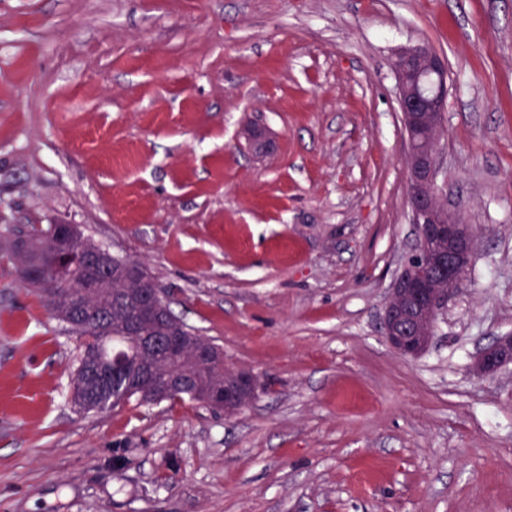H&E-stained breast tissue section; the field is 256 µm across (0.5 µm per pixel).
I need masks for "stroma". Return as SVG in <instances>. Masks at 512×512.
Returning <instances> with one entry per match:
<instances>
[{
    "instance_id": "35a3bbf8",
    "label": "stroma",
    "mask_w": 512,
    "mask_h": 512,
    "mask_svg": "<svg viewBox=\"0 0 512 512\" xmlns=\"http://www.w3.org/2000/svg\"><path fill=\"white\" fill-rule=\"evenodd\" d=\"M424 44L476 241L408 358L391 63ZM57 223L145 265L257 399L76 413L80 342L7 248ZM510 332L512 0H0V512H512V365L474 370Z\"/></svg>"
}]
</instances>
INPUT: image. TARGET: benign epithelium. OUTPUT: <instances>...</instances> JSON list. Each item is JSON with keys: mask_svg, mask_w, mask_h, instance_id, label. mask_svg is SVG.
Instances as JSON below:
<instances>
[{"mask_svg": "<svg viewBox=\"0 0 512 512\" xmlns=\"http://www.w3.org/2000/svg\"><path fill=\"white\" fill-rule=\"evenodd\" d=\"M398 105L408 144V206L416 247L404 260L389 288L384 333L390 345L408 358L418 357L432 342L439 311L467 280L474 254V230L436 202L438 156L447 94L445 60L414 47L402 49L392 62ZM168 309L162 291L138 306V320L151 325ZM149 349L169 354L179 349L173 337L146 336ZM512 363V334L497 337L475 362L477 374L492 376ZM208 400L235 414L236 393L214 391Z\"/></svg>", "mask_w": 512, "mask_h": 512, "instance_id": "obj_1", "label": "benign epithelium"}]
</instances>
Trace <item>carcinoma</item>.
Returning a JSON list of instances; mask_svg holds the SVG:
<instances>
[{
	"label": "carcinoma",
	"instance_id": "carcinoma-1",
	"mask_svg": "<svg viewBox=\"0 0 512 512\" xmlns=\"http://www.w3.org/2000/svg\"><path fill=\"white\" fill-rule=\"evenodd\" d=\"M67 237L89 253L107 256L109 273L97 287L88 288L82 277L69 275L61 256V244ZM15 238L24 241L23 251L15 254L18 266L27 269L23 280L42 293L58 319L82 339L72 393L78 412L103 413L133 401L147 404L188 399L204 406L205 392L224 387V367L207 366L197 355L203 345L217 354L224 352L223 347L194 332L173 313H168L163 329L181 333L183 348L179 355L145 350L138 337L131 334V300L159 287L145 266H139V275H131L132 260L90 242L72 226L66 233L52 224L44 234L19 232ZM111 356L122 360L127 369L109 383L103 380L95 363L101 364ZM178 378L189 379L191 384L174 395L167 396L154 386L157 381Z\"/></svg>",
	"mask_w": 512,
	"mask_h": 512
}]
</instances>
